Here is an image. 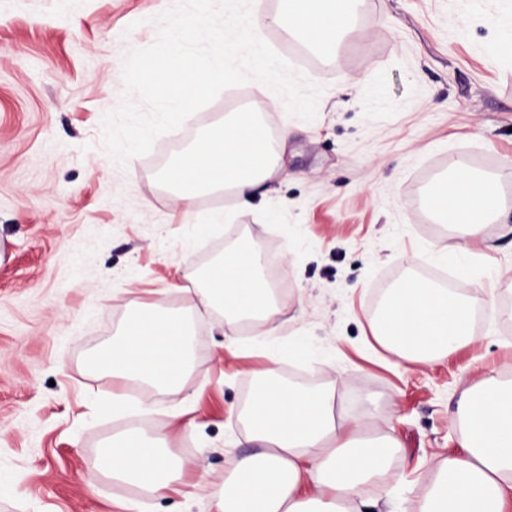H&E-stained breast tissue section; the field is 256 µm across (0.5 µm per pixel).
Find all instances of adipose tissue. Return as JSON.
Instances as JSON below:
<instances>
[{"mask_svg":"<svg viewBox=\"0 0 512 512\" xmlns=\"http://www.w3.org/2000/svg\"><path fill=\"white\" fill-rule=\"evenodd\" d=\"M356 0H284L266 26H290L321 53H331L352 19ZM283 143H271L249 112H233L203 130L161 174L177 201L232 189L241 204L282 161ZM432 211L457 231L449 249L467 267L481 230L500 214L495 183L460 166L440 179ZM256 254L235 250L211 265L196 295L205 311L227 326L267 320L277 311ZM471 301L408 277L391 288L370 321L375 341L398 360L428 364L473 342ZM194 355L188 318L153 307L133 309L119 338L97 354L94 366L120 384L162 392L182 390ZM335 387L308 389L281 381L267 368L244 416L248 437L260 446L232 459L222 486L210 492L212 512H355L367 483L385 485L391 444L363 435L362 418L348 413ZM460 452L431 462L435 480L421 497L394 500L391 512H512V379L495 372L470 383L457 403ZM165 434L145 438L131 430L106 447L100 467L113 478L159 494L171 490L188 462L165 446Z\"/></svg>","mask_w":512,"mask_h":512,"instance_id":"adipose-tissue-1","label":"adipose tissue"}]
</instances>
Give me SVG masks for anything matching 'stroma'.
Masks as SVG:
<instances>
[{
    "label": "stroma",
    "instance_id": "stroma-1",
    "mask_svg": "<svg viewBox=\"0 0 512 512\" xmlns=\"http://www.w3.org/2000/svg\"><path fill=\"white\" fill-rule=\"evenodd\" d=\"M281 2L252 0L253 22L281 57L310 59L315 119L250 81L121 165L101 121L121 102L124 56L155 41L174 0H0V512H126L134 499L144 512H210L206 485L223 484L230 454L257 449L242 406L268 342L281 380L336 383L353 414L393 437L389 478L414 497L433 481L429 460L459 449L450 417L467 382L512 377V56L488 52L491 20L512 16V0H359L327 56L263 26ZM243 110L269 140L287 132L283 165L209 227L205 196L174 201L157 166ZM462 163L498 179L501 205L466 274L442 260L457 233L429 203ZM238 245L278 258L261 271L277 313L231 329L197 317L187 386L140 391L139 412L112 414L113 382L92 354L134 306L190 310L203 270ZM492 267L504 271L493 283ZM424 268L452 271L475 302L476 340L404 368L374 340L370 305L381 283ZM133 422L187 456L179 493L142 496L99 473L102 449Z\"/></svg>",
    "mask_w": 512,
    "mask_h": 512
}]
</instances>
